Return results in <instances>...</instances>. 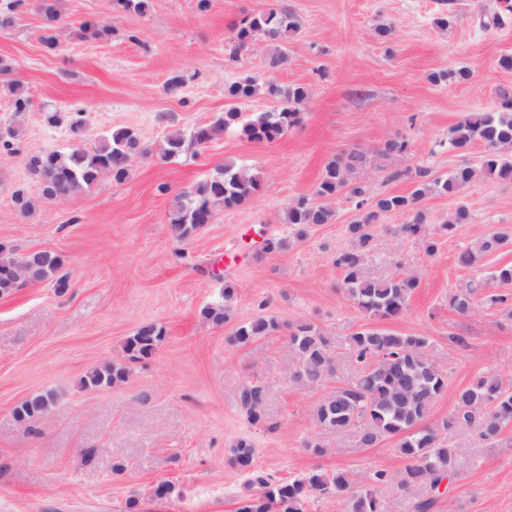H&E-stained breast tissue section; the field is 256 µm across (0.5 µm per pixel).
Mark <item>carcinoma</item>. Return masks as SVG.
Listing matches in <instances>:
<instances>
[{"instance_id": "obj_1", "label": "carcinoma", "mask_w": 512, "mask_h": 512, "mask_svg": "<svg viewBox=\"0 0 512 512\" xmlns=\"http://www.w3.org/2000/svg\"><path fill=\"white\" fill-rule=\"evenodd\" d=\"M498 11L480 19L484 30L501 29L512 21V0H500ZM38 10L43 19L40 40L44 48L58 50L55 34L61 19L59 0H39ZM301 29L297 15L284 3L276 0L271 8L247 15L230 24L229 40L232 54L238 55L257 42L268 49L269 67L277 69L286 61L285 46ZM11 98L12 111H29L32 102L18 87L8 81L4 84ZM262 95L274 107L248 121L241 120V112L231 107L216 121L194 129L190 139L179 131L165 139L164 156L175 157L186 150V145L205 148L225 130L238 128L250 141L272 143L297 125L301 108L310 97L309 88L294 84L283 87L274 82L259 83L252 76H243L224 87L225 98L234 103H245ZM499 107L494 111L472 113L449 129L448 148L466 152L473 144L484 146L480 167L460 166L446 178H427L420 169L414 178V189L408 195L369 196V187L359 174L364 172L369 158L367 152L352 150L329 159L323 168L315 196L316 203L307 197L292 202L284 215V223L294 227L301 239L308 227L330 224L335 212L327 201L340 195L356 200L362 213L346 226V233L354 242L349 250L336 253L334 264L343 274V288L366 316L376 320H390L401 316L411 295L420 287V278L406 273L392 279H373L362 271V253L375 236L379 216L391 212H409L412 220L400 231L415 237L428 256L438 250V240L427 231L424 216L417 210L429 196L452 197L470 184L476 175L512 183V90L499 91ZM7 136L0 138V152L10 155L25 154L26 166L39 183L42 198L66 199L95 184L107 175L122 183L129 175L134 158L145 152L140 138L127 128H118L99 140L91 150L76 147L67 153L47 149L24 153L23 132L17 125L6 127ZM405 150L398 139L383 141L376 149L377 156L387 159ZM261 189L258 176L234 168L231 164L215 171L192 190L175 196L170 208L169 224L176 238L187 240L204 225L212 223L219 208H233L249 201ZM16 211L28 217L35 203L26 188L18 187L12 193ZM471 219L468 208L460 205L442 231L452 232L459 224ZM509 241L505 232H492L471 247L459 252L457 263L475 270L483 255L490 254ZM18 265L30 269L34 282H49L59 294L70 288L69 274L63 271L64 259L58 254L37 250L19 254L8 242H0V296L17 289L12 270ZM486 282L474 277L460 291L448 298L449 307L464 315L473 306L474 298L512 315V292H487ZM235 288L224 287L222 300L204 307L201 316L208 322L222 326L232 315ZM279 329L272 317L260 316L237 326L228 337L231 345L247 344L269 336ZM166 330L163 325L147 323L127 339L125 351L130 360L151 355L162 342ZM288 347L295 364L289 379L303 387H317L336 375V364L341 353L330 337L310 322L289 327ZM428 338L422 335H402L369 326L348 336L344 349L359 370L354 378L345 381L327 393L316 408V420L324 429L346 432L356 438L363 448L375 446L385 437H395V450L407 461L399 476V485L423 496L413 503V512H433L442 483L455 472L463 448L448 442V434L474 430L480 439L492 441L512 424V384L494 374L478 375L455 393V403L436 430L419 429L417 425L427 416L433 403L448 388V377L428 352ZM129 368L123 363H108L88 371L82 379L85 388H100L120 383L128 377ZM266 388L245 384L239 391V405L249 421L258 425L264 420ZM54 401L51 393L38 394L16 406L18 418L32 420L45 413ZM254 445L241 439L231 451L229 464L248 479L239 497L237 512H304L305 503L322 495L347 497L349 512H380L372 485L384 484L389 475L376 470L367 478V486L360 488L346 473L312 470L288 481H275L252 469Z\"/></svg>"}]
</instances>
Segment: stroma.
Masks as SVG:
<instances>
[{
    "instance_id": "obj_1",
    "label": "stroma",
    "mask_w": 512,
    "mask_h": 512,
    "mask_svg": "<svg viewBox=\"0 0 512 512\" xmlns=\"http://www.w3.org/2000/svg\"><path fill=\"white\" fill-rule=\"evenodd\" d=\"M272 2L210 0L202 13L197 0H151L140 15L113 8L111 0H61L60 46L50 52L40 41L36 0H21L13 26L0 30V57L13 62V80L33 101L30 112L15 116L0 89V126L19 123L26 151L90 149L122 127L147 149L123 183L104 176L54 201L41 199L22 157L0 153V240L21 254H62L71 280L63 296L35 282L0 297V512H237L246 476L228 459L242 438L256 449V469L277 480L314 469L358 478L387 471L391 482L376 489L381 512H412L411 496L394 481L406 466L394 439L363 448L314 419L322 397L355 376L350 359L339 358L335 379L322 386L288 380L289 325L312 322L341 344L370 323L344 293L334 264L337 252L351 246L345 227L358 214L356 202L344 195L331 200L333 223L309 227L301 240L283 215L295 199L313 194L328 158L369 151L388 138L404 140L406 149L373 159L363 172L374 196L411 192L409 179L393 178L396 170L420 168L444 178L461 164L478 165L483 146L449 150L448 131L471 113L496 109L499 89L512 87V70L497 65L512 54V26L480 28L479 16L497 11L498 0H288L302 29L288 42L287 62L271 69L262 43L231 59L229 21ZM446 14L450 26L437 28L435 18ZM87 19L107 25L109 35L79 38ZM382 23L392 27L389 38L377 33ZM462 66L472 70L468 82L429 79ZM175 75L185 80L180 100L165 92ZM243 75L308 86L300 122L270 144L229 129L201 151L164 158L165 137L222 116L229 106L225 85ZM76 104L86 110L80 134L64 123L46 124L45 113ZM227 161L260 176L261 192L217 209L211 224L178 240L168 221L173 195ZM162 183L168 193H159ZM20 184L36 200L29 217L11 202ZM461 204L470 223L442 233ZM421 208L437 253L426 256L417 239L400 232L411 214L390 213L363 252V272L391 279L412 270L421 280L406 312L380 326L428 336L430 354L448 375L446 392L422 422L433 429L452 409L456 390L474 377L512 376V318L480 304L466 315L448 306L473 274L487 277L512 264V244L485 255L479 272L457 263L458 253L485 233L512 232V183L480 177L456 197L433 196ZM261 236L289 239L290 246L260 253ZM228 284L236 290L232 322L203 321L202 308L221 301ZM260 315L275 318L278 330L246 345L227 344L237 324ZM147 321L166 329L155 352L129 362L126 382L83 388L92 367L128 362L125 342ZM247 383L267 387L263 425H251L238 404ZM45 392L55 397L51 408L19 422L15 407ZM310 441L322 443L323 453L307 449ZM453 441L464 453L435 512H512V427L494 442L470 432ZM118 461L127 468L116 475ZM162 481L174 484L176 497H154Z\"/></svg>"
}]
</instances>
